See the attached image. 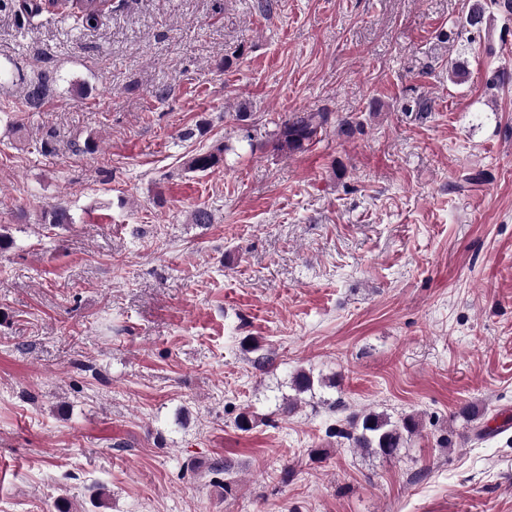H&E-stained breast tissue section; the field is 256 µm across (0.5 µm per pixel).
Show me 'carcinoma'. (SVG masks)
<instances>
[{
  "mask_svg": "<svg viewBox=\"0 0 512 512\" xmlns=\"http://www.w3.org/2000/svg\"><path fill=\"white\" fill-rule=\"evenodd\" d=\"M496 6L512 16V0H467L465 25L478 28L486 22L489 6ZM107 0H66L60 7L82 24L92 27L106 10ZM50 78L47 75L26 84L24 97L29 107L37 109L43 105L49 90ZM337 123L341 134L350 137L357 126L347 118L333 120L330 112H294L284 117L272 134L276 150L284 155L300 153L317 140V136L331 123ZM227 145L218 144L205 151L190 155L184 162V168L192 172H207L224 166V154ZM42 222L61 225L73 223L68 206L56 203L42 212ZM416 429L412 417H404L394 422L384 413L370 412L348 418L347 426L335 428L336 436L346 440L354 448L381 456H392L401 446L403 432L411 433Z\"/></svg>",
  "mask_w": 512,
  "mask_h": 512,
  "instance_id": "obj_1",
  "label": "carcinoma"
}]
</instances>
